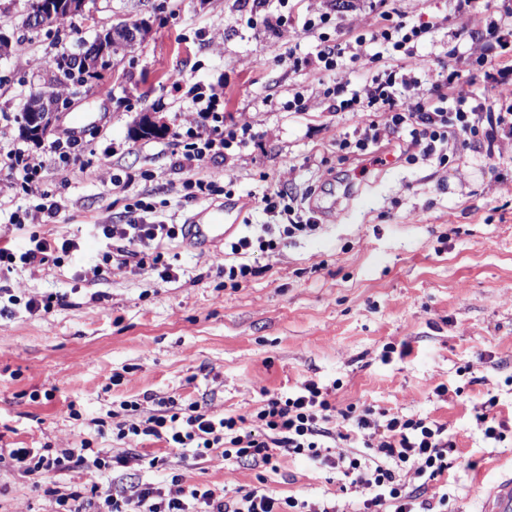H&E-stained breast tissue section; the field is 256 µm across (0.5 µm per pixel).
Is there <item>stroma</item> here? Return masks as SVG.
I'll return each instance as SVG.
<instances>
[{
  "instance_id": "35a3bbf8",
  "label": "stroma",
  "mask_w": 512,
  "mask_h": 512,
  "mask_svg": "<svg viewBox=\"0 0 512 512\" xmlns=\"http://www.w3.org/2000/svg\"><path fill=\"white\" fill-rule=\"evenodd\" d=\"M24 0H0V28L23 40L25 51L0 57V148L23 146L21 105L42 84L52 57L92 40L97 27L118 19H148L146 39L116 65L92 97L74 99L55 133L73 113L91 123L75 162L52 166L43 187L61 197L56 222L17 227L12 212L35 203L19 187L0 190V242L24 245L30 233L57 241L79 232V252L60 264L19 266L0 277L11 295L0 299V448L93 449L121 457L137 451L162 461L106 471L103 486L169 485L172 472L187 484L229 497L262 486L280 495L334 501L355 512L359 495L334 472H315L281 457L279 472L214 453L202 459L149 440H117L114 430L155 414L156 398L197 402L210 414L250 416L266 395L285 394L304 380L340 382L335 404L370 405L407 418H430L455 433L456 462L447 482H432L427 497L448 495L450 512H482L489 487L512 473V443L489 447L475 415L488 397L499 400L500 420L512 427V136L499 135L493 154L470 142L449 144L447 161L412 159L400 137L377 154L339 150L354 139L359 114L322 105L295 112L286 103L336 83L359 89L403 56L371 45V59L346 63L335 75L281 56L312 52L316 38L253 26V0H94L90 16L51 34L21 26ZM331 13L328 37L370 35L384 15L431 23L415 63L424 85L448 69L449 56H467L482 18L460 13L455 0H291L288 18L307 9ZM222 34L220 49L209 39ZM185 86L224 87V123L249 128L251 141L231 161L204 168L217 192L186 197L172 153L189 99ZM151 120L161 134L141 138ZM98 176L86 178L80 165ZM127 181L112 192V177ZM277 189L294 196V218L318 227L279 236L276 249L233 255L223 245L165 244L171 281L135 266L94 277L108 250L88 224H126L136 202L158 219L182 224L201 209L232 201L241 216L231 239L264 235L273 223L262 201ZM255 268L246 282L225 279V267ZM59 295L51 310L27 309L30 300ZM408 343L406 357L388 346ZM449 394L437 395L438 386ZM462 387L454 395L453 387ZM106 421L98 434L94 418ZM88 492L80 470L51 479L0 464V512H55V490Z\"/></svg>"
}]
</instances>
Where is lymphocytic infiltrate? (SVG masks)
<instances>
[{
  "label": "lymphocytic infiltrate",
  "mask_w": 512,
  "mask_h": 512,
  "mask_svg": "<svg viewBox=\"0 0 512 512\" xmlns=\"http://www.w3.org/2000/svg\"><path fill=\"white\" fill-rule=\"evenodd\" d=\"M330 21L329 14L314 10L294 21L299 32L317 35L319 40L315 54L306 57V64L327 73L336 71L342 59L356 61L364 57L372 42H384L392 51L412 57L426 32L423 26L388 16L370 36L337 42L322 33ZM496 48H512V28L488 10L482 19L473 63L483 68V78L489 83L496 82L497 77L485 70L484 54ZM458 78L457 70H449L441 83L423 93L412 70L393 67L379 71L347 99L342 96V86H325L324 100L337 102L339 109L369 115L362 122L357 139L340 141V148H352L364 155L370 147L403 131L407 134L404 151L413 158L430 157L437 145L462 136L480 139L486 151H493L498 131L512 134V105L498 109L494 104L478 101L476 94L458 88ZM188 97L190 126L183 134L185 144L177 155L176 165L186 173L185 185L192 197L200 198L212 192V183L200 176V168L205 162L227 159L233 148L245 146L247 137L224 127L220 110L223 87L195 85ZM80 152L79 141L70 137L55 138L44 152L21 148L0 152V173L19 182L38 200L24 214H11L12 223L44 224L60 215L61 203L41 188V173L49 156H57L66 163L77 159ZM101 232L105 238L121 242L115 253L104 254V264L120 269L132 263L141 270L159 271L161 279L171 278L170 269L160 266L159 246L164 240L178 238L181 225L149 222L141 217L131 224L102 225ZM79 249L78 237L62 236L54 247L34 233L20 249L0 244V273L20 265H44L52 262L53 252L69 255ZM157 404L158 414L119 428L117 439L161 442L169 448L189 450L196 459L218 451L224 458L251 462L273 471L278 468L279 457L285 454L305 460L314 469L329 468L351 478L353 486L363 490L357 512H447V497L434 501L425 498L423 489L424 484L447 479L453 468L456 438L437 421L395 415L382 420L372 408L356 405L340 414L328 389L312 380L301 382L288 395L268 396L248 418H218L198 403L182 407L175 400L161 398ZM337 421L346 428L343 440H353L363 431L376 428L382 429L383 437L362 453L332 454L330 425ZM89 448L86 440L77 448H0V463L28 475L84 469L91 498L76 492L60 494L56 499L60 512H337L335 504L324 500L280 498L262 489L227 500L210 489L183 487V477L178 473L171 474V487L167 490L150 482L137 485L130 492L105 490L100 480L106 462L100 457L87 458ZM409 465L415 467L421 486L411 488L401 483L398 472Z\"/></svg>",
  "instance_id": "obj_1"
}]
</instances>
